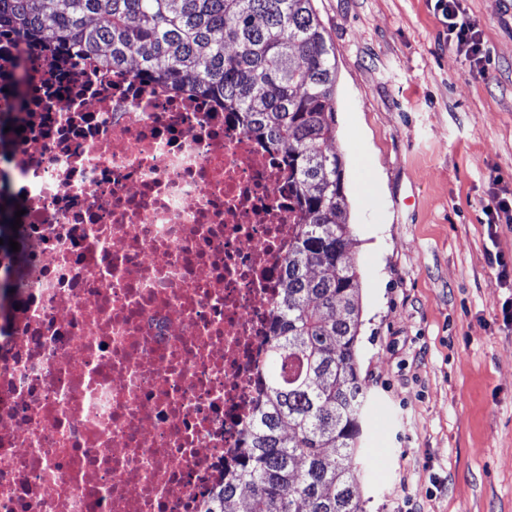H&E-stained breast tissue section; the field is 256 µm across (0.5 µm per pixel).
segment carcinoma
Here are the masks:
<instances>
[{
	"instance_id": "cac0c4a2",
	"label": "carcinoma",
	"mask_w": 512,
	"mask_h": 512,
	"mask_svg": "<svg viewBox=\"0 0 512 512\" xmlns=\"http://www.w3.org/2000/svg\"><path fill=\"white\" fill-rule=\"evenodd\" d=\"M105 68L196 91L287 152L300 209L275 311L266 392L235 486L205 512H363L367 391L356 369L359 280L347 249L336 56L314 0H0V29Z\"/></svg>"
}]
</instances>
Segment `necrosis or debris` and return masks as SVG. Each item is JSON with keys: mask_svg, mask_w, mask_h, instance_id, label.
<instances>
[{"mask_svg": "<svg viewBox=\"0 0 512 512\" xmlns=\"http://www.w3.org/2000/svg\"><path fill=\"white\" fill-rule=\"evenodd\" d=\"M0 512H204L238 466L298 211L210 97L0 36Z\"/></svg>", "mask_w": 512, "mask_h": 512, "instance_id": "4bbe7bcc", "label": "necrosis or debris"}]
</instances>
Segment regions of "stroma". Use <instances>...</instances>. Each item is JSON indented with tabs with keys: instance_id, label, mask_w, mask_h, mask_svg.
Returning a JSON list of instances; mask_svg holds the SVG:
<instances>
[{
	"instance_id": "1",
	"label": "stroma",
	"mask_w": 512,
	"mask_h": 512,
	"mask_svg": "<svg viewBox=\"0 0 512 512\" xmlns=\"http://www.w3.org/2000/svg\"><path fill=\"white\" fill-rule=\"evenodd\" d=\"M336 52V140L360 274L365 512H512V322L490 177L512 190V0H467L486 73L431 0H314Z\"/></svg>"
}]
</instances>
